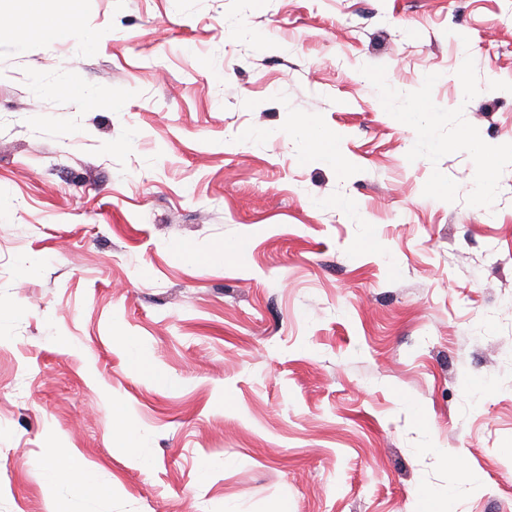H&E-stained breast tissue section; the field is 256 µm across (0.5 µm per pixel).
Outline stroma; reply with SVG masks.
Returning <instances> with one entry per match:
<instances>
[{"instance_id": "obj_1", "label": "stroma", "mask_w": 512, "mask_h": 512, "mask_svg": "<svg viewBox=\"0 0 512 512\" xmlns=\"http://www.w3.org/2000/svg\"><path fill=\"white\" fill-rule=\"evenodd\" d=\"M1 14L0 512H512V0ZM43 473L45 477V487L51 491L64 480L74 485L78 482L76 474L62 468L58 461L48 462L43 467Z\"/></svg>"}]
</instances>
